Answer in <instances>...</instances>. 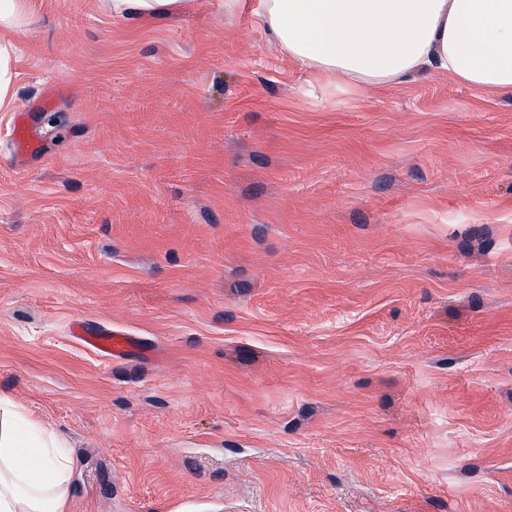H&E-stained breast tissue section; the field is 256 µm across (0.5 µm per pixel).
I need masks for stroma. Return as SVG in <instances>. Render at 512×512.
Instances as JSON below:
<instances>
[{
    "label": "stroma",
    "instance_id": "1",
    "mask_svg": "<svg viewBox=\"0 0 512 512\" xmlns=\"http://www.w3.org/2000/svg\"><path fill=\"white\" fill-rule=\"evenodd\" d=\"M14 67L0 394L70 512H512V97L316 80L224 0H29ZM183 0H109L112 15L126 17L137 13L144 19H156L173 15L182 8ZM14 133L19 149L26 152H37L39 149V134L32 125H25L20 117L14 120ZM72 335L99 357L111 361L127 356L135 347L132 336L107 326H90L78 320L72 326Z\"/></svg>",
    "mask_w": 512,
    "mask_h": 512
}]
</instances>
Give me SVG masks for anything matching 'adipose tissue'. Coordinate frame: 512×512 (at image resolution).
<instances>
[{
    "mask_svg": "<svg viewBox=\"0 0 512 512\" xmlns=\"http://www.w3.org/2000/svg\"><path fill=\"white\" fill-rule=\"evenodd\" d=\"M27 0H0V108L13 102V38ZM257 21L318 79L351 85L449 79L512 96V0H257ZM0 397V512H70L71 459L57 432Z\"/></svg>",
    "mask_w": 512,
    "mask_h": 512,
    "instance_id": "obj_1",
    "label": "adipose tissue"
}]
</instances>
